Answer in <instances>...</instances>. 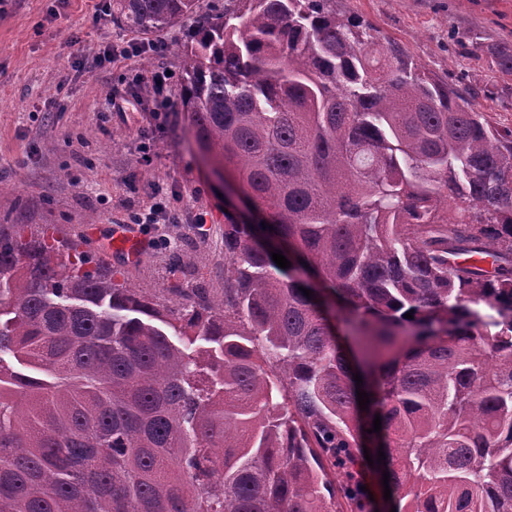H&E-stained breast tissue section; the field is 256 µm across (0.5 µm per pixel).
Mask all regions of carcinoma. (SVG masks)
<instances>
[{
	"label": "carcinoma",
	"mask_w": 512,
	"mask_h": 512,
	"mask_svg": "<svg viewBox=\"0 0 512 512\" xmlns=\"http://www.w3.org/2000/svg\"><path fill=\"white\" fill-rule=\"evenodd\" d=\"M333 2L224 0L176 47L197 143L268 216L224 214V293L0 224V512L359 510L366 435L396 512H512V127Z\"/></svg>",
	"instance_id": "carcinoma-1"
}]
</instances>
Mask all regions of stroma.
Masks as SVG:
<instances>
[{
  "label": "stroma",
  "instance_id": "35a3bbf8",
  "mask_svg": "<svg viewBox=\"0 0 512 512\" xmlns=\"http://www.w3.org/2000/svg\"><path fill=\"white\" fill-rule=\"evenodd\" d=\"M336 12L396 40L512 127V77L492 66L512 45V0H336ZM115 14V0H0V224L55 225L152 295L178 280L221 288L224 181L181 106L184 61L171 50L191 42L196 20L144 35ZM157 72L168 76L165 107L150 86ZM157 185L179 221L164 227L168 247L126 261L112 238ZM183 252L194 266L175 265Z\"/></svg>",
  "mask_w": 512,
  "mask_h": 512
}]
</instances>
